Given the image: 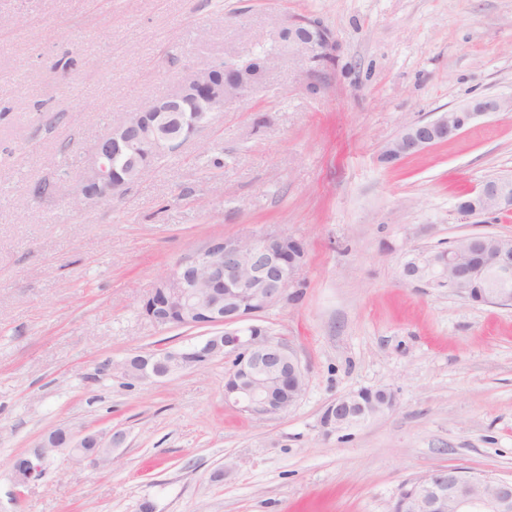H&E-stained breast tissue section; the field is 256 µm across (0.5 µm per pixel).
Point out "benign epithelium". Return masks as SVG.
<instances>
[{"mask_svg":"<svg viewBox=\"0 0 512 512\" xmlns=\"http://www.w3.org/2000/svg\"><path fill=\"white\" fill-rule=\"evenodd\" d=\"M281 33L288 36V51L304 65L319 66L334 59L337 44L320 22L301 17L287 19ZM262 73L224 66L213 61L193 67L165 96L150 106L127 112L96 143L90 166L76 186L75 205L122 198L132 181L130 175L150 166V155L177 150L183 143L210 127L228 99L242 98L261 81ZM508 102L474 98L440 113L429 121L408 125L381 148V159L396 166L439 142L461 135L480 118L498 112ZM127 157L129 166L117 169L112 161ZM485 203L481 211L460 202L462 216L512 213V178H493L478 189ZM307 251L302 240L288 234H267L252 240L232 237L210 239L194 255L176 262L158 280L143 301V315L161 328L213 327L215 332L198 343L161 352L138 354L106 367L135 381L170 378L185 370L235 354L224 383V400L251 415L277 417L288 413L306 386V370L287 343L273 339L252 323L260 313L290 299L288 289L297 285V274ZM482 272L512 275V238L470 234L448 247V267L433 274L426 252L410 250L401 264V278L410 284L435 287L448 283V292L469 297V283ZM381 405L364 404L359 394L336 398L327 406L321 426L327 432L361 424L392 408L393 395L386 389ZM124 436L110 438L85 430L75 433L57 428L11 462L17 494L43 483L51 455L63 451L95 467L112 463V448ZM404 512H512V480L459 468L436 469L414 481L404 498Z\"/></svg>","mask_w":512,"mask_h":512,"instance_id":"obj_1","label":"benign epithelium"}]
</instances>
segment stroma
Here are the masks:
<instances>
[{
	"mask_svg": "<svg viewBox=\"0 0 512 512\" xmlns=\"http://www.w3.org/2000/svg\"><path fill=\"white\" fill-rule=\"evenodd\" d=\"M289 17L336 39L318 93L279 45ZM260 48L261 83L211 127L122 199L71 205L113 122L188 67ZM475 97L512 98V0H0V512H390L438 467L512 479V305L400 278L408 249L512 237V213L455 210L512 177V109L379 160L406 126ZM278 233L307 249L290 301L258 317L306 369L288 414L225 403L230 353L156 382L106 369L206 338L140 313L177 261ZM376 388L391 409L323 433L336 397ZM60 426L124 441L100 469L54 454L16 494L12 458Z\"/></svg>",
	"mask_w": 512,
	"mask_h": 512,
	"instance_id": "obj_1",
	"label": "stroma"
}]
</instances>
